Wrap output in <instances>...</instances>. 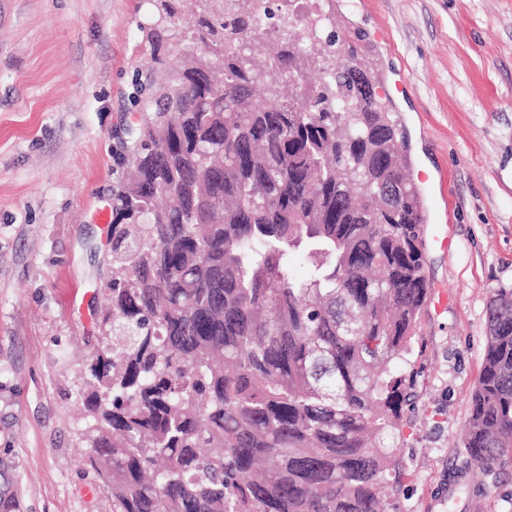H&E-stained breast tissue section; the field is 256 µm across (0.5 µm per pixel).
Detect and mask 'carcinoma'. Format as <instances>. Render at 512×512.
Masks as SVG:
<instances>
[{
  "mask_svg": "<svg viewBox=\"0 0 512 512\" xmlns=\"http://www.w3.org/2000/svg\"><path fill=\"white\" fill-rule=\"evenodd\" d=\"M150 2L83 465L112 512H403L430 295L405 133L326 25ZM470 402L461 471L485 479L462 512L512 467V288L490 297Z\"/></svg>",
  "mask_w": 512,
  "mask_h": 512,
  "instance_id": "1",
  "label": "carcinoma"
}]
</instances>
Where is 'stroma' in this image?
<instances>
[{
    "mask_svg": "<svg viewBox=\"0 0 512 512\" xmlns=\"http://www.w3.org/2000/svg\"><path fill=\"white\" fill-rule=\"evenodd\" d=\"M373 65L448 248L426 241L406 512L448 504L492 289L512 288V0H313ZM144 0H0V458L17 512H112L85 472L80 390L107 307Z\"/></svg>",
    "mask_w": 512,
    "mask_h": 512,
    "instance_id": "35a3bbf8",
    "label": "stroma"
}]
</instances>
